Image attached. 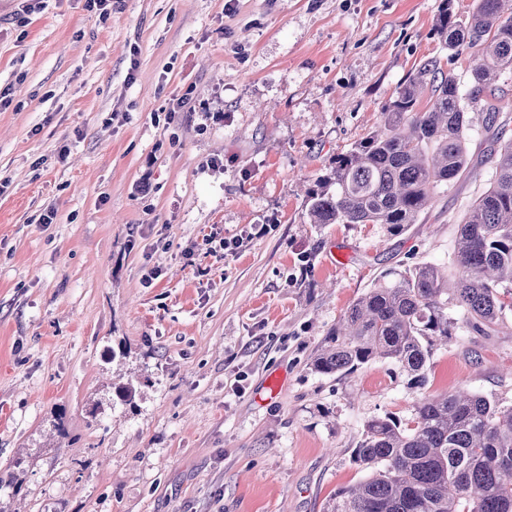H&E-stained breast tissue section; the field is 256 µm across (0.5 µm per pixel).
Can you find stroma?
I'll return each instance as SVG.
<instances>
[{
	"label": "stroma",
	"instance_id": "stroma-1",
	"mask_svg": "<svg viewBox=\"0 0 512 512\" xmlns=\"http://www.w3.org/2000/svg\"><path fill=\"white\" fill-rule=\"evenodd\" d=\"M225 3L0 0V512H324L371 417L461 385L512 404L510 310L435 344L420 388L389 359L312 367L377 281L454 268L512 73L416 223L313 224L398 88L434 58L468 92V59L440 0Z\"/></svg>",
	"mask_w": 512,
	"mask_h": 512
}]
</instances>
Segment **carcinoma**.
I'll use <instances>...</instances> for the list:
<instances>
[{"mask_svg":"<svg viewBox=\"0 0 512 512\" xmlns=\"http://www.w3.org/2000/svg\"><path fill=\"white\" fill-rule=\"evenodd\" d=\"M435 31L450 56L472 53L470 93H460L451 73L438 78L437 61L424 64L382 107L383 127L333 159L310 195L311 223L392 231L416 223L435 189L466 169L472 114L497 122L483 93L512 73V0H477L465 19L453 0H441ZM493 156L495 180L460 226L454 286L433 262L376 283L340 318L313 360L316 372L350 374L390 359L420 387L434 341L460 329L483 332L512 310V140ZM353 461L366 475L336 489L325 512H512V405L461 387L425 396L406 425L369 419Z\"/></svg>","mask_w":512,"mask_h":512,"instance_id":"carcinoma-1","label":"carcinoma"}]
</instances>
